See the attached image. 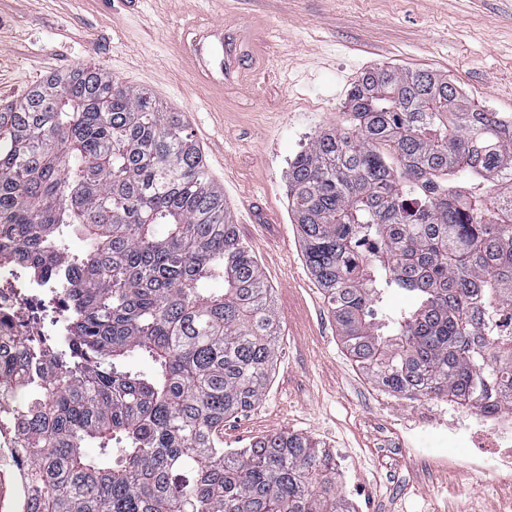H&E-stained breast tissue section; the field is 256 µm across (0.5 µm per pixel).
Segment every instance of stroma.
I'll use <instances>...</instances> for the list:
<instances>
[{
  "label": "stroma",
  "instance_id": "stroma-1",
  "mask_svg": "<svg viewBox=\"0 0 512 512\" xmlns=\"http://www.w3.org/2000/svg\"><path fill=\"white\" fill-rule=\"evenodd\" d=\"M191 9L215 16L207 0H0V105L91 62L183 112L280 325L264 396L225 421V447L306 435L348 455L339 490L368 512H497L503 481L462 466L464 449L405 450L428 400L384 391L350 356L306 267L286 176L312 137L342 120L363 72L382 65L448 76L471 104L512 113V0H224L267 76L220 97L177 59Z\"/></svg>",
  "mask_w": 512,
  "mask_h": 512
}]
</instances>
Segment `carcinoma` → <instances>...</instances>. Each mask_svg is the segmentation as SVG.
<instances>
[{"instance_id": "obj_1", "label": "carcinoma", "mask_w": 512, "mask_h": 512, "mask_svg": "<svg viewBox=\"0 0 512 512\" xmlns=\"http://www.w3.org/2000/svg\"><path fill=\"white\" fill-rule=\"evenodd\" d=\"M346 109L288 167L345 346L394 394L512 408V114L386 65ZM8 260L51 286L43 335L0 321V436L29 512H349L336 456L307 436L224 450V419L264 395L278 322L182 113L91 64L0 107ZM393 290L414 305L386 308Z\"/></svg>"}]
</instances>
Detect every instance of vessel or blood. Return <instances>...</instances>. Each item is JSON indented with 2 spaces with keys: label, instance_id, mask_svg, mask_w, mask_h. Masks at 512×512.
<instances>
[{
  "label": "vessel or blood",
  "instance_id": "obj_1",
  "mask_svg": "<svg viewBox=\"0 0 512 512\" xmlns=\"http://www.w3.org/2000/svg\"><path fill=\"white\" fill-rule=\"evenodd\" d=\"M190 45L184 48V59L196 79L213 91H223L226 84L243 74V52L239 49V31L223 19L195 24Z\"/></svg>",
  "mask_w": 512,
  "mask_h": 512
}]
</instances>
